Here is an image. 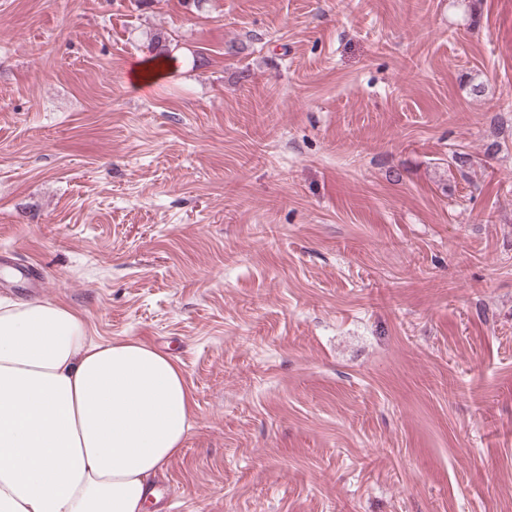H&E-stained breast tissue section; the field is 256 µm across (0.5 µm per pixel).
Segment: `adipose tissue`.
Listing matches in <instances>:
<instances>
[{"label": "adipose tissue", "mask_w": 512, "mask_h": 512, "mask_svg": "<svg viewBox=\"0 0 512 512\" xmlns=\"http://www.w3.org/2000/svg\"><path fill=\"white\" fill-rule=\"evenodd\" d=\"M191 429L170 356L94 339L65 305L0 299V512H145Z\"/></svg>", "instance_id": "ef3b65f1"}]
</instances>
